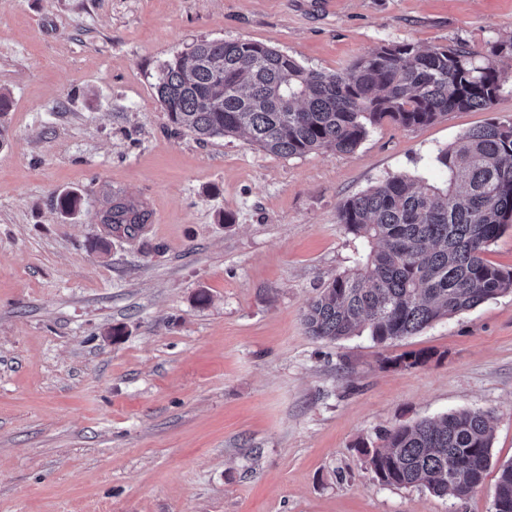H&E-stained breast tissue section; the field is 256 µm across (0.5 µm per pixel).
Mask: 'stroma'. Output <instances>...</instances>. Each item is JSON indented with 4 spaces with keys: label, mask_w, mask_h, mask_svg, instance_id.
<instances>
[{
    "label": "stroma",
    "mask_w": 512,
    "mask_h": 512,
    "mask_svg": "<svg viewBox=\"0 0 512 512\" xmlns=\"http://www.w3.org/2000/svg\"><path fill=\"white\" fill-rule=\"evenodd\" d=\"M509 37L512 0H0V512H494L512 293L383 345L313 338L303 314L362 247L340 206L394 176L443 184L437 150L512 120V81L491 110L295 157L197 141L153 85L203 40L341 73L387 44ZM118 202L146 223L103 224ZM464 409L493 427L468 498L376 479L363 447Z\"/></svg>",
    "instance_id": "obj_1"
}]
</instances>
